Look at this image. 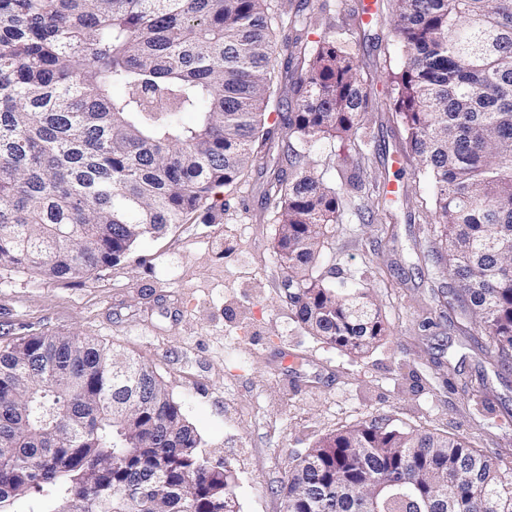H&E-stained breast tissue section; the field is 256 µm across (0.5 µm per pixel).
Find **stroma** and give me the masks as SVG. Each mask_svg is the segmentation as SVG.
<instances>
[{"label": "stroma", "mask_w": 512, "mask_h": 512, "mask_svg": "<svg viewBox=\"0 0 512 512\" xmlns=\"http://www.w3.org/2000/svg\"><path fill=\"white\" fill-rule=\"evenodd\" d=\"M269 0L276 43L288 19L308 15L306 35L351 18V51L370 92L362 159L365 184L348 201L318 274L339 288H370L388 328L357 358L297 323L275 260L277 227L265 208L284 166L288 134L271 124L259 161L219 189L191 218L149 237L80 278L41 280L0 270V340L53 331L102 340L153 367L202 450L230 467L239 512H283L278 487L320 438L375 418L460 435L488 459L512 461V373L494 364L456 324L441 318L445 280L427 273L433 246L419 206L430 186L415 178L396 121L392 76L404 59L393 43L390 5L365 19L362 0ZM395 192L385 223L362 208L368 194ZM484 380L485 404L466 382Z\"/></svg>", "instance_id": "35a3bbf8"}]
</instances>
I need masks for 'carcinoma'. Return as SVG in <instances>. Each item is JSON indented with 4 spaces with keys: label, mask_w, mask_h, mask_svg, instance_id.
<instances>
[{
    "label": "carcinoma",
    "mask_w": 512,
    "mask_h": 512,
    "mask_svg": "<svg viewBox=\"0 0 512 512\" xmlns=\"http://www.w3.org/2000/svg\"><path fill=\"white\" fill-rule=\"evenodd\" d=\"M390 6L405 58L395 112L432 187L421 204L439 226L448 317L509 371L512 0ZM273 34L267 0H0V269L60 280L117 262L232 187L275 113L300 144L267 192L289 309L341 351L372 350L387 327L370 289L315 275L358 175L330 187L310 154L365 144L354 31L295 34L283 50L300 69L279 76ZM200 447L154 370L98 339L0 344V512L21 498L29 512H237L230 469ZM280 495L284 512H512V465L378 418L317 441Z\"/></svg>",
    "instance_id": "carcinoma-1"
}]
</instances>
